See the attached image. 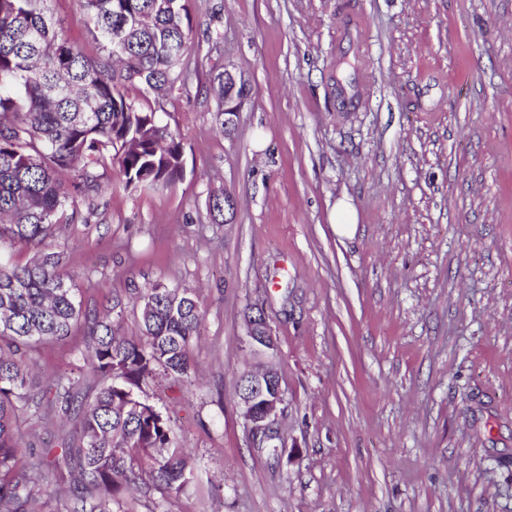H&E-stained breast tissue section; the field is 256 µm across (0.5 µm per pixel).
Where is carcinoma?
I'll list each match as a JSON object with an SVG mask.
<instances>
[{"instance_id":"cac0c4a2","label":"carcinoma","mask_w":512,"mask_h":512,"mask_svg":"<svg viewBox=\"0 0 512 512\" xmlns=\"http://www.w3.org/2000/svg\"><path fill=\"white\" fill-rule=\"evenodd\" d=\"M44 2L0 0V242L34 250L22 266L0 265V311L11 313L0 319V512H37L35 491L62 463L73 473L63 512H112L124 488L153 483L172 494L196 479L167 419L136 389L158 375L190 378L187 347L204 314L193 292L155 283L137 291L139 321L127 335L124 298L82 310L46 246L73 221L71 188L97 184L114 165L127 188L164 190L183 178L179 137L125 87L158 93L185 80L192 26L186 0H78L102 41L90 59ZM214 81L222 130L236 96L224 74ZM81 321L93 393L63 376L33 387L28 353ZM31 407L45 421L77 413L78 439L21 446L17 418Z\"/></svg>"}]
</instances>
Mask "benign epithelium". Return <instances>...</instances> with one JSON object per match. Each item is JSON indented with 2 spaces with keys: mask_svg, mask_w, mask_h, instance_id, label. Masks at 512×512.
<instances>
[{
  "mask_svg": "<svg viewBox=\"0 0 512 512\" xmlns=\"http://www.w3.org/2000/svg\"><path fill=\"white\" fill-rule=\"evenodd\" d=\"M247 338L250 345L271 348V339L265 316L258 312L246 316ZM277 373L270 367L259 372L249 386V393L240 398L242 416L252 437L266 440L269 431L275 429L281 405L284 403L280 386L275 384Z\"/></svg>",
  "mask_w": 512,
  "mask_h": 512,
  "instance_id": "obj_1",
  "label": "benign epithelium"
}]
</instances>
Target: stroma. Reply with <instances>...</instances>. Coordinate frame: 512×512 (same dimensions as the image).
Instances as JSON below:
<instances>
[{
	"instance_id": "35a3bbf8",
	"label": "stroma",
	"mask_w": 512,
	"mask_h": 512,
	"mask_svg": "<svg viewBox=\"0 0 512 512\" xmlns=\"http://www.w3.org/2000/svg\"><path fill=\"white\" fill-rule=\"evenodd\" d=\"M186 86L144 98L184 177L77 197L51 249L83 310L159 281L204 319L190 380L142 395L197 471L117 512H512V0H187ZM45 8L100 54L77 0ZM244 89L231 133L211 82ZM231 194L234 213L213 212ZM350 202L353 236L331 215ZM262 311L273 349L245 347ZM84 325L29 355L33 380L88 377ZM272 366L276 444L248 436L240 375ZM74 422L25 411L20 444Z\"/></svg>"
}]
</instances>
